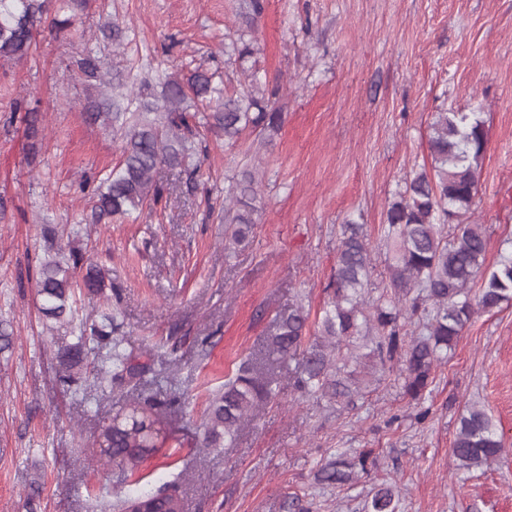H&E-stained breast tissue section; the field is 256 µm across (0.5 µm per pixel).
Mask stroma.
<instances>
[{"mask_svg": "<svg viewBox=\"0 0 512 512\" xmlns=\"http://www.w3.org/2000/svg\"><path fill=\"white\" fill-rule=\"evenodd\" d=\"M241 0H90L60 37H41L32 56L0 63V512H112L105 500L174 482L185 512H366L372 488L397 486V512H512V301L475 314L421 399L406 395L386 364L352 403L298 390L291 365L267 338L277 313L303 305L315 331L330 298L341 226L363 224L373 245V285L388 284L383 225L404 179L430 166L438 113L477 112L487 148L479 193L465 220L482 225L487 266L512 251V0H265L254 27ZM139 39L112 60L124 72L141 59L153 75L191 63L239 85L224 42L245 35L283 123L271 142L248 132L235 145L208 136L195 181L160 168L161 204L136 221L88 224L80 186L108 172L122 142L88 119L74 59L106 18ZM39 99L48 128L36 162L13 112ZM259 170L260 211L240 243L225 235L206 198L249 167ZM102 268L108 295L82 294L79 317H116L142 380L122 388L60 385L57 345L42 324L33 276L44 258L43 227ZM249 361L279 386L276 402L234 443L208 448L201 426L216 389ZM170 405L166 438L141 478L114 486L88 448L132 395ZM485 408L504 449L488 465L459 468L457 421ZM372 449L375 464L336 487L318 470L341 452Z\"/></svg>", "mask_w": 512, "mask_h": 512, "instance_id": "obj_1", "label": "stroma"}]
</instances>
